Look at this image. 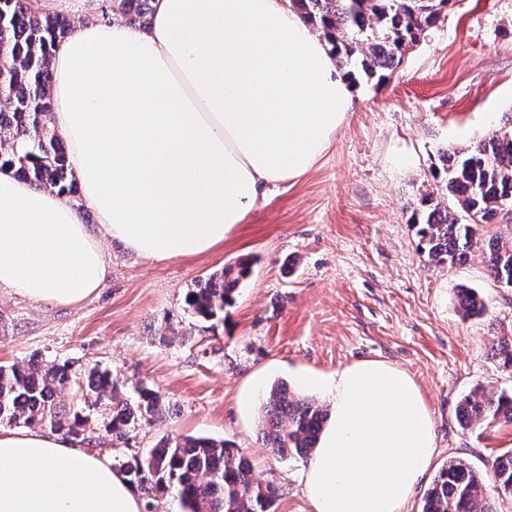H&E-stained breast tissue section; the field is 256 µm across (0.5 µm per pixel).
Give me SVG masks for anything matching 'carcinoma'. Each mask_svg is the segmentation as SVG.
Returning a JSON list of instances; mask_svg holds the SVG:
<instances>
[{"mask_svg":"<svg viewBox=\"0 0 512 512\" xmlns=\"http://www.w3.org/2000/svg\"><path fill=\"white\" fill-rule=\"evenodd\" d=\"M301 16L320 32L336 60L353 64L368 78L382 82L455 0H291ZM8 21L0 27V59L8 64L0 76V169L7 167L21 180L60 194H74L65 142L45 124L51 109L49 72L51 50L73 23L43 14L26 0L3 5ZM118 15L140 27L150 24L152 0H108L103 19ZM448 201L428 192L412 215L425 243L424 252L438 265L455 262L479 243L484 224L512 216V131H493L478 142L443 154ZM489 269L494 279L512 286V246L492 245ZM251 264L240 259L190 289L185 304L204 320L218 317L234 300ZM480 296L461 290L459 309L470 317L483 311ZM69 393L81 409L104 407V430L116 441L148 418L163 414L160 395L141 385L136 401L122 398L106 370L74 364H45L31 358L0 365V422L37 425L59 432L79 444H92L87 419L62 403ZM328 406L292 392L284 383L263 398L261 440L280 459L306 457L316 447L328 420ZM467 430H484L512 423V395L490 396L482 388L470 392L458 409ZM128 482L148 498L178 491L185 512H271L277 488L274 480H259L243 449L211 437L166 436L144 457L120 463ZM512 495V452L493 462L481 475L460 460H450L427 490L422 512H494L488 497Z\"/></svg>","mask_w":512,"mask_h":512,"instance_id":"obj_1","label":"carcinoma"}]
</instances>
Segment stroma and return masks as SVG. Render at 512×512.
Here are the masks:
<instances>
[{
    "mask_svg": "<svg viewBox=\"0 0 512 512\" xmlns=\"http://www.w3.org/2000/svg\"><path fill=\"white\" fill-rule=\"evenodd\" d=\"M351 112L306 174L269 186L224 242L197 256L146 258L121 242L102 246L111 268L103 288L74 307H53L0 289V365L110 370L121 396L138 385L163 399L127 442L102 436L88 412L94 454L119 464L164 435L234 442L259 478H273L272 512H311L300 473L306 459L274 458L260 435V408L242 421L236 398L256 373L263 389L302 387L306 372L332 373L373 360L406 371L432 416L437 472L448 459L486 472L512 450V425L463 429L459 401L477 387L512 392V288L489 274L483 251L452 264L425 255L412 213L423 193L443 189L440 155L512 129V0H459L403 57L389 80L357 76ZM251 276L232 305L200 321L189 288L240 257ZM485 304L457 308L459 287Z\"/></svg>",
    "mask_w": 512,
    "mask_h": 512,
    "instance_id": "1",
    "label": "stroma"
}]
</instances>
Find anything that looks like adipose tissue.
<instances>
[{
  "label": "adipose tissue",
  "instance_id": "adipose-tissue-1",
  "mask_svg": "<svg viewBox=\"0 0 512 512\" xmlns=\"http://www.w3.org/2000/svg\"><path fill=\"white\" fill-rule=\"evenodd\" d=\"M77 25L52 49V123L81 206L0 170V288L78 304L109 272L82 221L157 260L222 244L271 183L309 171L355 98L290 0H154L140 28L96 0H36ZM331 403L302 480L312 512H402L435 454L414 380L380 361L308 377ZM123 473L56 433L0 430V512H140Z\"/></svg>",
  "mask_w": 512,
  "mask_h": 512
}]
</instances>
